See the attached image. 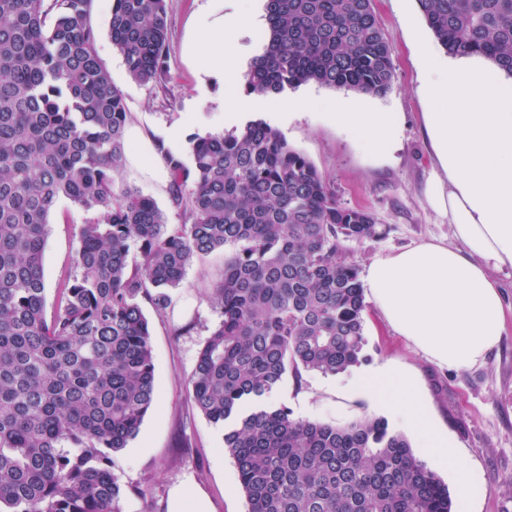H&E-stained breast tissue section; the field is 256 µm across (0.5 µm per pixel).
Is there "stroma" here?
Returning <instances> with one entry per match:
<instances>
[{"label":"stroma","instance_id":"obj_1","mask_svg":"<svg viewBox=\"0 0 512 512\" xmlns=\"http://www.w3.org/2000/svg\"><path fill=\"white\" fill-rule=\"evenodd\" d=\"M105 4L106 0H93L91 22L98 32L99 55L124 95L128 126L135 132L134 140L127 143L122 176L152 197L170 223H181L169 192L166 157L155 152L156 141L179 131L175 153L184 158L191 136L231 130L224 122L222 91L202 73L204 55L196 50L202 41L198 23L204 17L215 21L249 8L253 21L239 29L238 43L244 62H251L263 48L267 27L263 0H166L168 75L159 85L129 79L122 57L112 47L111 12ZM374 8L395 68L385 96H362L310 83L276 98L256 99L249 113L250 118L280 130L331 184L340 203L377 216L381 237L342 244L347 261L360 268L376 256L425 240L452 239L447 217L435 212L427 199L434 159L423 115L434 106L421 91L423 72L416 43L431 44L435 37L418 0H374ZM340 102L359 112L389 113L401 127L396 152L380 160L362 150L328 117ZM83 220V213L68 200L59 202L44 251L47 306H54L60 282L73 269ZM223 267V252H213L187 268L182 284L171 289L164 312H155L147 302L142 305L151 326L158 404L138 435L112 455V473L126 494L125 512H168L170 493L178 486L203 491L211 512H246L234 462L224 450V433L198 411L188 386L197 355L220 319L210 296ZM365 320L366 362L336 376L305 374L299 385L285 378L267 395V402L287 406L296 417L329 424L365 414L387 417L391 414L387 406L364 399L345 401L338 388L381 364H405L418 375L437 419L472 475L468 486H460L449 464L430 460L456 506L465 512H512V321L483 363L443 369L387 325L375 303H368Z\"/></svg>","mask_w":512,"mask_h":512}]
</instances>
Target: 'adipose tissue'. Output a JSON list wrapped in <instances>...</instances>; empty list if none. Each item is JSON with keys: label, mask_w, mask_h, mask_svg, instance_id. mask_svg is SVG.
Masks as SVG:
<instances>
[{"label": "adipose tissue", "mask_w": 512, "mask_h": 512, "mask_svg": "<svg viewBox=\"0 0 512 512\" xmlns=\"http://www.w3.org/2000/svg\"><path fill=\"white\" fill-rule=\"evenodd\" d=\"M237 22L202 21L203 73L224 91V112L249 108L241 62L232 48ZM422 90L436 103L425 124L438 169L427 188L447 216L455 245L427 241L376 258L363 282L388 324L430 361L460 369L484 362L501 342L506 306L496 271L512 268V76L479 56L441 61L423 53ZM336 124L382 157L400 144V129L383 112H339ZM346 399L391 406L416 433L423 452L454 463L460 485L468 470L433 420L415 375L384 364L346 385Z\"/></svg>", "instance_id": "adipose-tissue-1"}]
</instances>
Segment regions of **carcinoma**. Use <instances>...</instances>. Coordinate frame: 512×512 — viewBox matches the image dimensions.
I'll use <instances>...</instances> for the list:
<instances>
[{
    "label": "carcinoma",
    "mask_w": 512,
    "mask_h": 512,
    "mask_svg": "<svg viewBox=\"0 0 512 512\" xmlns=\"http://www.w3.org/2000/svg\"><path fill=\"white\" fill-rule=\"evenodd\" d=\"M93 0H0V506L124 512L110 453L156 408L149 322L186 269L224 251L220 320L189 384L224 428L247 512H454L448 485L381 416L343 425L264 397L287 376L366 359L367 305L341 241L380 235L336 201L316 167L262 120L189 139L166 158L180 224L120 176L128 112L97 49ZM450 56L512 75V0H418ZM249 95L316 83L382 96L391 48L373 0H265ZM166 0H114L112 46L128 76L168 72ZM85 214L74 272L46 311L43 256L60 200ZM137 260H131L132 254Z\"/></svg>",
    "instance_id": "1"
}]
</instances>
